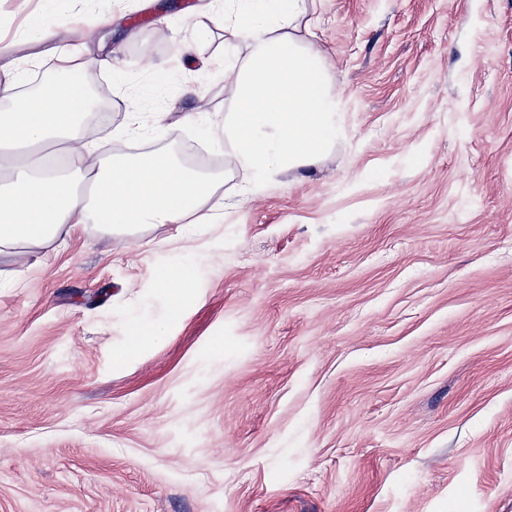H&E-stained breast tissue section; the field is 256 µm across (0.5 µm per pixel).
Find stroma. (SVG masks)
<instances>
[{"label": "stroma", "instance_id": "obj_1", "mask_svg": "<svg viewBox=\"0 0 512 512\" xmlns=\"http://www.w3.org/2000/svg\"><path fill=\"white\" fill-rule=\"evenodd\" d=\"M224 2L0 0V66L114 51L88 140L225 175L191 238L0 252V512H512V0H315L341 134L246 201L174 96L233 107Z\"/></svg>", "mask_w": 512, "mask_h": 512}]
</instances>
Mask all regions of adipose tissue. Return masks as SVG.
I'll use <instances>...</instances> for the list:
<instances>
[{
    "label": "adipose tissue",
    "mask_w": 512,
    "mask_h": 512,
    "mask_svg": "<svg viewBox=\"0 0 512 512\" xmlns=\"http://www.w3.org/2000/svg\"><path fill=\"white\" fill-rule=\"evenodd\" d=\"M307 0H228L218 22L225 56L217 61L236 90L233 108L217 124L198 112L184 126H203L228 147L244 174V193L285 170L315 164L339 136L337 98L306 20ZM67 77L35 93L18 90L15 73L0 80V251L43 247L77 234L132 236L159 224L217 223L206 204L222 184L219 173L186 166L176 154L112 156L87 143L90 93L78 76L113 68L111 55L73 52Z\"/></svg>",
    "instance_id": "ef3b65f1"
}]
</instances>
